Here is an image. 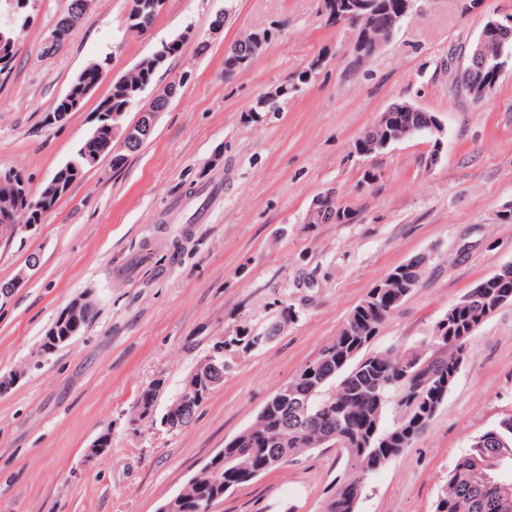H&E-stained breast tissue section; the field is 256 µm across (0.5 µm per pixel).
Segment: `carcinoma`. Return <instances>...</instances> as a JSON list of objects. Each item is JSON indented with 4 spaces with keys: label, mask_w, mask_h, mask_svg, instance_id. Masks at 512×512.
<instances>
[{
    "label": "carcinoma",
    "mask_w": 512,
    "mask_h": 512,
    "mask_svg": "<svg viewBox=\"0 0 512 512\" xmlns=\"http://www.w3.org/2000/svg\"><path fill=\"white\" fill-rule=\"evenodd\" d=\"M149 0H131L127 28L136 33L148 31L158 17L150 11ZM374 8L367 19L352 17L347 25L356 33L350 65L356 69L367 63L374 52L369 45L372 30L379 29L385 40L396 30L391 17L402 5V0H373ZM85 0H71L64 18L67 30L77 26L82 18ZM28 24V16L14 11V22L6 30V40L0 44V75L11 69L17 53L20 33ZM187 36L165 44L150 57H146L125 76L112 84L110 93L98 106V124L74 153L72 160L79 163L60 168L34 198L35 206L24 213V223L39 224L43 214L53 208L68 187L79 179L90 166L89 152L110 157L112 168L123 167L127 160L124 152L108 155L107 143L112 139V119L115 112H127L131 101L152 81L160 67L158 61L178 52ZM248 41L230 45L224 57V70L237 73V54L247 51ZM102 65L92 63L85 68V79L76 78L68 93L61 98L54 111L76 109L89 95L84 83H92ZM427 258L410 259L403 280L412 284L401 287L387 280V295L403 302L421 282ZM512 295V264L482 280L463 294L454 305L453 316L443 315L436 323L446 329L442 349L432 354L420 348L401 351L371 353L369 347L377 337L381 325L392 310L375 305L368 299L357 304L336 339L325 346L319 357L306 364L288 385L293 395L286 401L276 400L274 391L267 402L271 406L262 418L224 445V458H212L219 478L205 475L190 481L180 492L176 512H196L208 500H224V486L234 491L251 482L254 468L267 458H276L283 465L293 462L306 451L323 446L330 438L339 444L346 457L351 485L350 497H343L342 488L326 506V512H356L358 499L368 476L401 456L419 437L418 427H426L435 412L427 411V398L437 392L440 380L459 371L457 365L467 358L466 340L486 319L499 308V296ZM334 386L332 394L321 397L323 389ZM394 402L398 417L389 427L383 422L384 411ZM512 456V416L504 418L493 428L475 437L468 452L462 456L448 474V487L438 501L435 512H512V470L505 476L491 473L494 484L487 485L474 477L476 468L493 458L495 453Z\"/></svg>",
    "instance_id": "obj_1"
}]
</instances>
